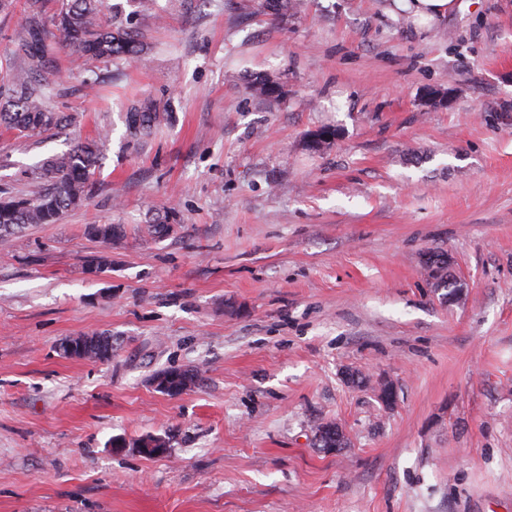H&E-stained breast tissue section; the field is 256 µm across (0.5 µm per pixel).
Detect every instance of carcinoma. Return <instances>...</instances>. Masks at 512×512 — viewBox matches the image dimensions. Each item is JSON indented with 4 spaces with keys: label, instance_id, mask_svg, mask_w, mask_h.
Wrapping results in <instances>:
<instances>
[{
    "label": "carcinoma",
    "instance_id": "cac0c4a2",
    "mask_svg": "<svg viewBox=\"0 0 512 512\" xmlns=\"http://www.w3.org/2000/svg\"><path fill=\"white\" fill-rule=\"evenodd\" d=\"M104 0H59L52 20L46 21L43 0H27L25 16L17 33L14 54L19 64L0 76V126L20 136H30L68 125V116L50 105L43 73L50 66L54 45L75 48L87 61L113 63L136 55L138 34L122 22L103 19ZM160 123L159 114L147 109L129 114V125L139 133H149ZM99 161L94 142H80L69 151L45 160L36 178L48 187L33 195L6 192L0 195V239L22 232L33 224H55L68 209L81 204L89 192L90 179ZM120 224H91L87 233L101 241L120 237ZM428 265L436 287H449L443 252L431 254ZM68 342L81 349L78 358L107 361L112 358V334L108 332L76 336ZM318 447L325 451L345 448L348 438H336V423L315 428Z\"/></svg>",
    "mask_w": 512,
    "mask_h": 512
}]
</instances>
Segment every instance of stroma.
<instances>
[{
    "label": "stroma",
    "mask_w": 512,
    "mask_h": 512,
    "mask_svg": "<svg viewBox=\"0 0 512 512\" xmlns=\"http://www.w3.org/2000/svg\"><path fill=\"white\" fill-rule=\"evenodd\" d=\"M108 2L139 53L78 68L61 46L72 124L0 128V191L101 149L81 206L0 240V512H512V0L435 21L392 0ZM144 104L148 136L126 122ZM94 331L110 361L61 355ZM177 367L190 390L150 384ZM322 422L349 447L317 448ZM147 435L167 453L130 449Z\"/></svg>",
    "instance_id": "35a3bbf8"
}]
</instances>
